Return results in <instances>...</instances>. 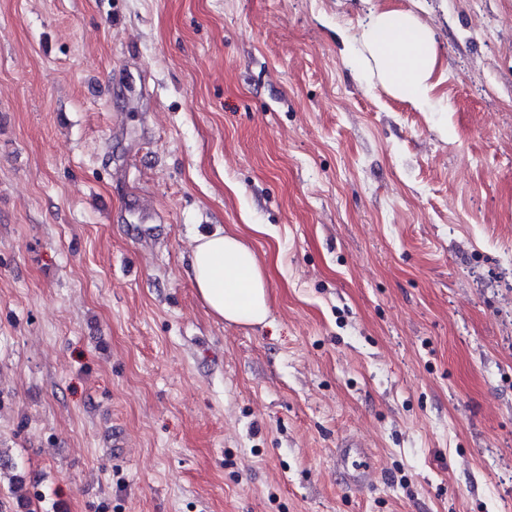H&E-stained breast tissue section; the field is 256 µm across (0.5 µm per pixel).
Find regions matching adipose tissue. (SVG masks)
<instances>
[{"label": "adipose tissue", "instance_id": "obj_1", "mask_svg": "<svg viewBox=\"0 0 512 512\" xmlns=\"http://www.w3.org/2000/svg\"><path fill=\"white\" fill-rule=\"evenodd\" d=\"M341 51L355 76L380 85L420 111L430 109L442 70L433 29L414 13L377 0L357 34L341 32ZM190 279L208 312L230 324H267L271 297L264 266L237 231L195 238Z\"/></svg>", "mask_w": 512, "mask_h": 512}]
</instances>
